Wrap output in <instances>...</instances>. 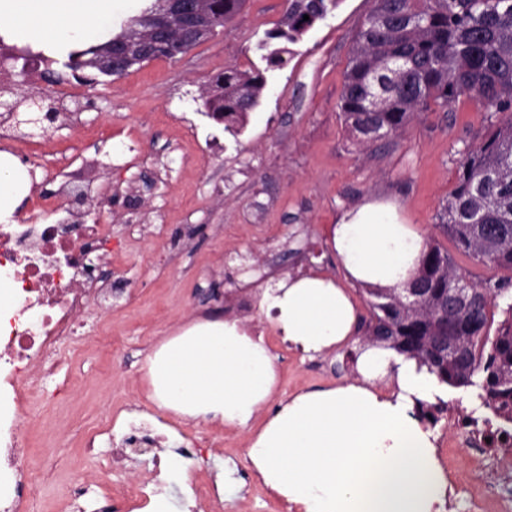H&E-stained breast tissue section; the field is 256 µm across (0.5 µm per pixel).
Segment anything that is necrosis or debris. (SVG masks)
Segmentation results:
<instances>
[{
    "label": "necrosis or debris",
    "instance_id": "1",
    "mask_svg": "<svg viewBox=\"0 0 512 512\" xmlns=\"http://www.w3.org/2000/svg\"><path fill=\"white\" fill-rule=\"evenodd\" d=\"M87 233L74 224H1L0 276L15 286L9 312L0 315V453L17 461L19 387L37 367L55 365L73 344L84 307ZM494 427L463 417L448 423L447 461L465 458L479 479L470 492L475 512H512V454L498 455L487 470L488 438Z\"/></svg>",
    "mask_w": 512,
    "mask_h": 512
}]
</instances>
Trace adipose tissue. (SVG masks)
Masks as SVG:
<instances>
[{"instance_id":"1","label":"adipose tissue","mask_w":512,"mask_h":512,"mask_svg":"<svg viewBox=\"0 0 512 512\" xmlns=\"http://www.w3.org/2000/svg\"><path fill=\"white\" fill-rule=\"evenodd\" d=\"M132 0H0V36L85 49L111 37ZM30 190L23 164L0 152V218ZM344 281L320 272L280 279L257 296L274 331L304 353L343 349L358 328L352 288L399 289L427 251L397 203L367 200L329 229ZM356 379L303 391L264 408L279 374L263 334L236 319L197 321L166 337L147 359L158 409L252 430L250 469L275 497L301 512H441L436 449L411 412L440 388L416 362L379 345L356 354Z\"/></svg>"}]
</instances>
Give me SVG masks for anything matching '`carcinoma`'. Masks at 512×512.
Returning a JSON list of instances; mask_svg holds the SVG:
<instances>
[{
  "mask_svg": "<svg viewBox=\"0 0 512 512\" xmlns=\"http://www.w3.org/2000/svg\"><path fill=\"white\" fill-rule=\"evenodd\" d=\"M358 30L338 104L345 126L373 144L396 136L421 112L448 107L461 96L477 98L493 116L482 142L465 151L457 185L442 204L439 221L456 249L474 261L508 272L483 287L469 285L470 306L458 310L457 266L437 245L425 253L415 286L421 303L402 305L392 290L370 293L365 339L385 342L428 368L450 387H475L481 404L512 424V303L497 334H486L488 307L512 281V0H373ZM337 0H289L281 25L258 44L265 68L216 75L204 102L225 129L244 121L267 85L266 72L281 68L287 45L299 41ZM244 0H211L215 30ZM173 0H152L112 39L67 54L63 67L75 79L110 76L99 67L112 50L122 69L161 58L131 51L133 29L174 10ZM309 20H303V16Z\"/></svg>",
  "mask_w": 512,
  "mask_h": 512,
  "instance_id": "obj_1",
  "label": "carcinoma"
}]
</instances>
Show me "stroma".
<instances>
[{
	"mask_svg": "<svg viewBox=\"0 0 512 512\" xmlns=\"http://www.w3.org/2000/svg\"><path fill=\"white\" fill-rule=\"evenodd\" d=\"M287 5L246 0L217 35L119 78H9L6 101L48 96L75 112L44 137L0 131V151L21 160L33 185L19 220L66 217L71 199L62 188L80 185L88 189L83 223L105 227L103 289L88 296L70 359L39 375L21 402V456L37 464L8 473L27 487L19 512H106L113 493L129 482L146 483L173 512H185L180 484L161 474L163 453L185 447L197 451L188 462L192 484L212 489L196 498L198 512H288L253 478L247 433L199 419L177 424V437L167 435V418L148 397L146 361L159 339L198 320L233 317L266 329L256 285L317 268L343 278L330 256L329 227L363 199L398 198L428 244L447 250L472 283L501 278L492 265L458 254L438 220L463 152L487 133L485 108L463 96L369 146L350 135L340 116L344 71L372 0H339L292 45L286 67L270 72L239 134L206 115L212 78L260 65L257 43L280 24ZM271 346L279 398L355 377L336 372L330 359L276 340ZM461 407L481 421L493 416L468 388L424 405L439 424ZM135 427L147 429L154 444L128 445ZM116 456L121 462L110 468ZM224 474L239 485L226 498L214 491Z\"/></svg>",
	"mask_w": 512,
	"mask_h": 512,
	"instance_id": "stroma-1",
	"label": "stroma"
}]
</instances>
